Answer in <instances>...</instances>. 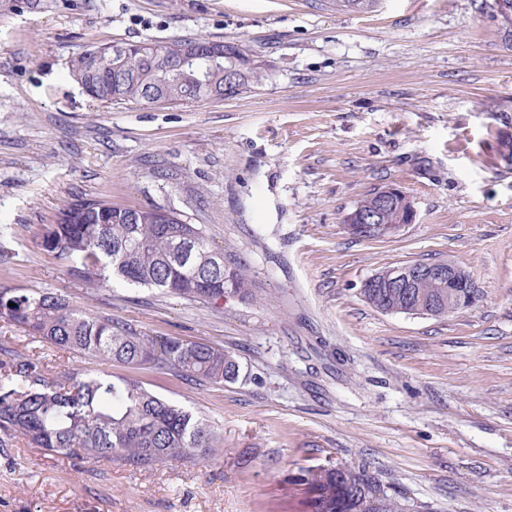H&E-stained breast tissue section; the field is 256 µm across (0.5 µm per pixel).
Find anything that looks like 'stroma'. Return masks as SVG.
Returning <instances> with one entry per match:
<instances>
[{
    "label": "stroma",
    "instance_id": "obj_1",
    "mask_svg": "<svg viewBox=\"0 0 512 512\" xmlns=\"http://www.w3.org/2000/svg\"><path fill=\"white\" fill-rule=\"evenodd\" d=\"M236 42L262 85L189 106L109 105L71 77L101 44ZM417 217L361 238L373 189ZM102 195L201 227L258 297L214 305L86 283L38 244L63 205ZM448 259L480 294L445 317L386 314L361 288L387 266ZM0 288L53 291L149 336L233 353L198 385L109 364L224 438L196 465L136 471L0 446V512H309L307 471L363 468L409 512H512V46L494 0H58L0 16ZM0 349L89 367L0 327Z\"/></svg>",
    "mask_w": 512,
    "mask_h": 512
}]
</instances>
